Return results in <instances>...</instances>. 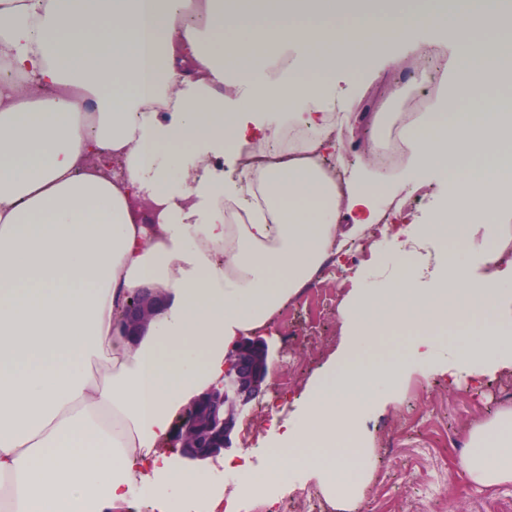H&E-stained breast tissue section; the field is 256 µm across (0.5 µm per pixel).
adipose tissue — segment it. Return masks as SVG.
Wrapping results in <instances>:
<instances>
[{
    "label": "adipose tissue",
    "instance_id": "adipose-tissue-1",
    "mask_svg": "<svg viewBox=\"0 0 512 512\" xmlns=\"http://www.w3.org/2000/svg\"><path fill=\"white\" fill-rule=\"evenodd\" d=\"M320 2L312 22L302 0H0V512H221L226 496L270 501L299 479L348 502L368 473L362 422L411 372L455 385L512 369V5L420 0L371 24L363 0L341 21ZM415 27L447 31L471 65L404 127L401 173L365 179L340 156L328 178L322 86L342 67L398 69L383 47ZM270 99L298 104L288 120L306 134L262 159L248 133L277 140L279 118L254 109ZM224 155L241 170L230 184L208 168ZM433 171L447 204L402 232L462 243L479 272L451 255L422 288L418 256L399 249L398 276L340 310L356 330L297 413L271 419L264 469L248 450L218 472L181 467L173 421L223 381L230 346L380 222L376 197ZM228 195L251 198L248 223H225ZM151 203L161 222L138 223ZM142 288L167 304L131 344L117 325ZM462 330L464 345L438 347L437 332ZM467 446L476 489L511 482L512 410Z\"/></svg>",
    "mask_w": 512,
    "mask_h": 512
}]
</instances>
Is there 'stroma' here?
<instances>
[{"label": "stroma", "mask_w": 512, "mask_h": 512, "mask_svg": "<svg viewBox=\"0 0 512 512\" xmlns=\"http://www.w3.org/2000/svg\"><path fill=\"white\" fill-rule=\"evenodd\" d=\"M416 73L409 61L383 80L371 71H338L335 112L347 126H355L365 99L384 81L391 88L387 111L405 112L417 92ZM447 197L448 180L437 172L430 173L425 187L399 194L412 206L418 223L434 215ZM382 242L383 257H372L353 269L343 295L380 287L394 275L397 242L389 235ZM288 307L293 329L307 338L305 348L300 359H287L277 331L261 333L269 348L268 373L259 395L237 417L231 453L265 446V432L249 431L251 420L293 414L296 398L336 354L345 334L337 306L311 313L308 297L302 294ZM505 406H512V370L480 385L464 379L453 389L441 374L411 373L398 402L364 423L365 441L377 464L350 512H438L442 507L449 512H512V483L475 490L460 465L469 428L493 419Z\"/></svg>", "instance_id": "stroma-1"}]
</instances>
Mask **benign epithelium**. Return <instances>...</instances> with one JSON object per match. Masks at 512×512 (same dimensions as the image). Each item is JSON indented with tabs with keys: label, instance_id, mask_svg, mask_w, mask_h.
<instances>
[{
	"label": "benign epithelium",
	"instance_id": "obj_1",
	"mask_svg": "<svg viewBox=\"0 0 512 512\" xmlns=\"http://www.w3.org/2000/svg\"><path fill=\"white\" fill-rule=\"evenodd\" d=\"M164 305V299L142 289L125 311L119 333L134 341ZM269 349L258 339L240 341L229 352L224 383L197 397L176 424L171 446L191 461L215 459L231 446L236 416L254 400L267 375Z\"/></svg>",
	"mask_w": 512,
	"mask_h": 512
}]
</instances>
